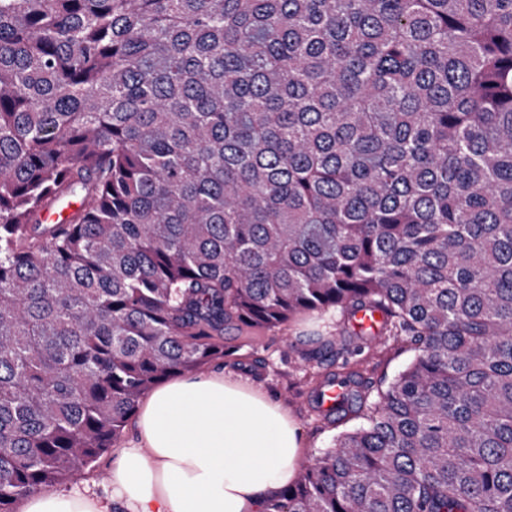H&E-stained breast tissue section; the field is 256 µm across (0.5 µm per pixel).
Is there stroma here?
I'll return each instance as SVG.
<instances>
[{
	"label": "stroma",
	"mask_w": 512,
	"mask_h": 512,
	"mask_svg": "<svg viewBox=\"0 0 512 512\" xmlns=\"http://www.w3.org/2000/svg\"><path fill=\"white\" fill-rule=\"evenodd\" d=\"M317 328V320L307 318L275 330L227 329L224 337L236 345L237 351L214 363L215 368L230 371L263 388L294 415L302 429V454L306 457L319 454L330 446L334 436L350 427L349 422L326 420L312 411L308 404L309 377L317 367L305 364L300 350L285 348L287 341L297 340ZM414 354V347L407 343L379 345L365 352L359 367L375 387L383 388Z\"/></svg>",
	"instance_id": "obj_1"
}]
</instances>
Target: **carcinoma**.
Segmentation results:
<instances>
[{
	"label": "carcinoma",
	"mask_w": 512,
	"mask_h": 512,
	"mask_svg": "<svg viewBox=\"0 0 512 512\" xmlns=\"http://www.w3.org/2000/svg\"><path fill=\"white\" fill-rule=\"evenodd\" d=\"M301 316L359 424L265 512H512V0H0V512ZM416 351L409 343L378 345L370 351L365 350L362 357L352 359V362L363 358L357 367L371 378L374 388L383 389L392 378L413 358Z\"/></svg>",
	"instance_id": "carcinoma-1"
}]
</instances>
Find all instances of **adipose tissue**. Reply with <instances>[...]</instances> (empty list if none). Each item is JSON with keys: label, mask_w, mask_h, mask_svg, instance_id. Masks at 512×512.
I'll list each match as a JSON object with an SVG mask.
<instances>
[{"label": "adipose tissue", "mask_w": 512, "mask_h": 512, "mask_svg": "<svg viewBox=\"0 0 512 512\" xmlns=\"http://www.w3.org/2000/svg\"><path fill=\"white\" fill-rule=\"evenodd\" d=\"M104 490L85 481L22 512H263L296 476L299 428L282 404L230 372L172 379L135 416Z\"/></svg>", "instance_id": "obj_1"}]
</instances>
